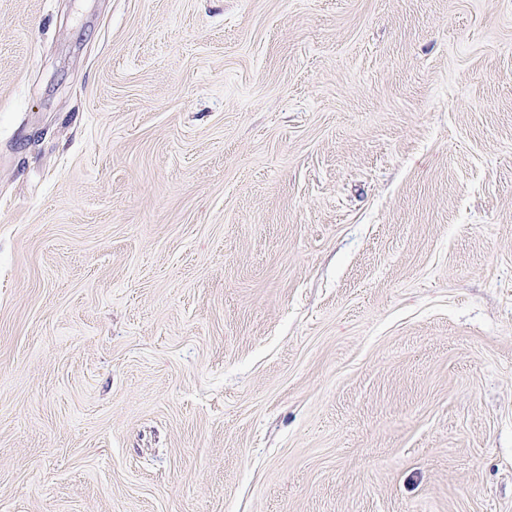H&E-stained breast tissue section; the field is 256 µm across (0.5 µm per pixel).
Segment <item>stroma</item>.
I'll list each match as a JSON object with an SVG mask.
<instances>
[{
    "label": "stroma",
    "instance_id": "obj_1",
    "mask_svg": "<svg viewBox=\"0 0 512 512\" xmlns=\"http://www.w3.org/2000/svg\"><path fill=\"white\" fill-rule=\"evenodd\" d=\"M0 512H512V0H0Z\"/></svg>",
    "mask_w": 512,
    "mask_h": 512
}]
</instances>
